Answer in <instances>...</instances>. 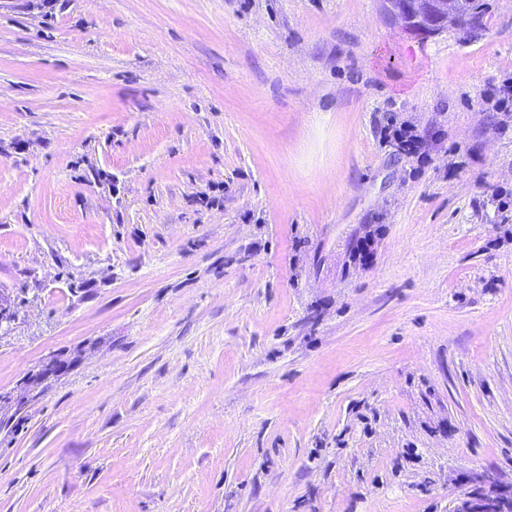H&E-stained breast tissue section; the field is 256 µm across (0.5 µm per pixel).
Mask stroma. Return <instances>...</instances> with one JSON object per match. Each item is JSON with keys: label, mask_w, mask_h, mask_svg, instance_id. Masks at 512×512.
Listing matches in <instances>:
<instances>
[{"label": "stroma", "mask_w": 512, "mask_h": 512, "mask_svg": "<svg viewBox=\"0 0 512 512\" xmlns=\"http://www.w3.org/2000/svg\"><path fill=\"white\" fill-rule=\"evenodd\" d=\"M31 2L0 0V512L512 486V0L431 36L383 0Z\"/></svg>", "instance_id": "obj_1"}]
</instances>
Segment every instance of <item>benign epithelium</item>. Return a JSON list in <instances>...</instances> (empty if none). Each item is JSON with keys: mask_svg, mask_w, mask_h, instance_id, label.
<instances>
[{"mask_svg": "<svg viewBox=\"0 0 512 512\" xmlns=\"http://www.w3.org/2000/svg\"><path fill=\"white\" fill-rule=\"evenodd\" d=\"M385 9L404 28L425 35L447 28L471 32L484 26V18L473 8V0H385ZM16 320L14 300L0 290V332L9 331ZM456 512H499V508L493 496L481 505L462 498Z\"/></svg>", "mask_w": 512, "mask_h": 512, "instance_id": "1", "label": "benign epithelium"}]
</instances>
